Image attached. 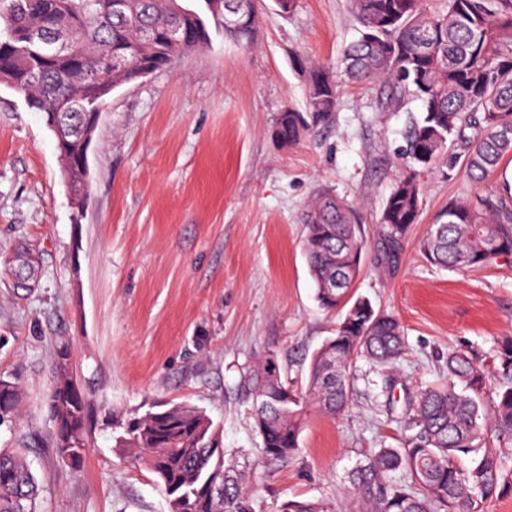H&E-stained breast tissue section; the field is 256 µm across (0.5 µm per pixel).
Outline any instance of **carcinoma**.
Segmentation results:
<instances>
[{
	"instance_id": "cac0c4a2",
	"label": "carcinoma",
	"mask_w": 512,
	"mask_h": 512,
	"mask_svg": "<svg viewBox=\"0 0 512 512\" xmlns=\"http://www.w3.org/2000/svg\"><path fill=\"white\" fill-rule=\"evenodd\" d=\"M360 28L343 55L353 82L383 83L386 104L405 97L421 102L422 116L405 130V159L413 167L448 164V142L463 148L466 170L475 182L512 157V0H443L430 11L425 0H351ZM255 16L222 23L224 33L250 42ZM68 32L67 54L44 57L29 46L15 49L38 28ZM177 28L182 43L148 42L142 31ZM205 13L184 0H129L126 15L112 13L110 0H0V83L23 93L38 112H55L57 139L79 155V113L105 105L103 80L116 89L130 73L111 70L108 53L126 51L130 63H158L206 45ZM337 85L325 73L309 76L307 111L280 114L276 134L293 144L333 118ZM422 187L415 174L401 179L386 198L378 224V261L398 257L410 227L417 223ZM303 252L315 282L316 300L344 315L336 333L314 352L307 390H288L276 367L266 365L245 379L254 400V427L262 455L280 460L299 448L304 404L342 415L351 404L356 363L384 371L400 360L407 337L399 320L371 301L350 294L367 245L354 210L322 193L307 207ZM430 263L452 269L484 268L512 256V194L475 201L451 200L442 221L422 242ZM29 249H15V275L27 288ZM70 356L60 342L53 351L55 387L50 413L52 447L64 462L80 464L86 451L88 401L59 368ZM493 370L465 351H451L448 381L407 399L399 416L400 446L383 447L358 462L349 481L368 512H486L487 504L512 494V340L496 350ZM20 391L0 380V421L18 412ZM115 446L128 448L157 478L168 512H253L246 491L249 465L228 458L223 430L189 402L149 410L129 419ZM400 471L403 479L390 474ZM216 483L224 493L213 491ZM39 486L26 459L0 453V512H36ZM281 512H330L319 500H288Z\"/></svg>"
}]
</instances>
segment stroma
Masks as SVG:
<instances>
[{
    "label": "stroma",
    "instance_id": "stroma-1",
    "mask_svg": "<svg viewBox=\"0 0 512 512\" xmlns=\"http://www.w3.org/2000/svg\"><path fill=\"white\" fill-rule=\"evenodd\" d=\"M253 41L209 25L202 49L115 89L88 151L89 195L76 210L43 113L0 84V379L20 387L18 417L0 422V452H22L41 487L40 512H168L155 476L115 447L113 422L155 403L190 401L219 422L226 453L251 466L255 512L290 498L359 512L347 472L400 427L385 414L381 374L359 363L349 413H305L298 451L267 462L241 381L272 364L290 390L308 384L312 354L334 335L302 250L308 201L327 190L353 204L368 244L356 295L398 318L407 350L399 400L445 381L449 351L491 363L512 338V259L451 271L420 243L449 201L499 191L505 161L485 182L463 164L420 171L422 205L396 263L377 261V220L407 174L399 152L420 115L386 105L378 85L340 69L357 22L349 0H297L279 14L259 0ZM339 86L332 122L293 145L275 136L281 112L305 111L308 74ZM38 263L17 289L14 248ZM71 349L91 413L80 465L56 457L49 413L52 347Z\"/></svg>",
    "mask_w": 512,
    "mask_h": 512
}]
</instances>
